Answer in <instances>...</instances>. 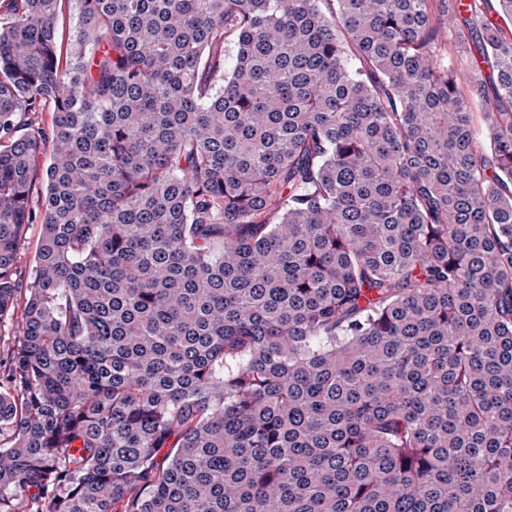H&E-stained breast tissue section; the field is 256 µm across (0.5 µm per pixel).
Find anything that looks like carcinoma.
<instances>
[{
  "instance_id": "1",
  "label": "carcinoma",
  "mask_w": 512,
  "mask_h": 512,
  "mask_svg": "<svg viewBox=\"0 0 512 512\" xmlns=\"http://www.w3.org/2000/svg\"><path fill=\"white\" fill-rule=\"evenodd\" d=\"M61 2L0 0V512H512V0ZM442 58L445 63L452 64L456 71V76L459 84L466 90L470 91L475 100V123L478 129L479 137L482 141H485V122L480 117V112L486 110V103L484 102L480 90L478 91V79L479 75L477 71L469 68L462 60V54L458 52V49L453 43L448 41V44L442 48ZM41 225L29 224L26 226L23 240L19 249L17 264L24 281L33 271L36 253L40 246ZM17 306L15 313L12 311L0 316V359L2 364L8 357L11 347L15 342V337L21 332V325L17 319Z\"/></svg>"
}]
</instances>
